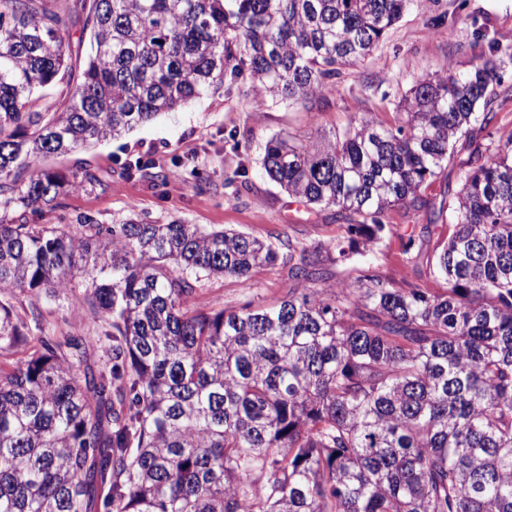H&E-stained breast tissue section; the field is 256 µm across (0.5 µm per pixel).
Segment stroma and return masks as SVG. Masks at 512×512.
Instances as JSON below:
<instances>
[{"mask_svg": "<svg viewBox=\"0 0 512 512\" xmlns=\"http://www.w3.org/2000/svg\"><path fill=\"white\" fill-rule=\"evenodd\" d=\"M493 43H512V0H428L423 9L404 13L371 58L337 77L334 95L275 103L246 86L204 95L87 152L107 187L70 192L64 208L43 211L33 221L69 223L89 214L108 224L138 213L224 227L271 242L285 231L306 246L343 239L345 223L335 209L304 205L262 175L265 142L278 134L329 135L367 113L397 124L396 105L417 81L445 67L469 69ZM135 159L145 166V175L126 176L125 164ZM160 170L167 175L163 185L151 178ZM196 171L204 178L200 189L194 186ZM406 242L396 234L380 251L332 266V282L365 274L417 282ZM294 285L287 267H264L245 281H206L203 300L213 308L236 310L250 301L275 303Z\"/></svg>", "mask_w": 512, "mask_h": 512, "instance_id": "obj_1", "label": "stroma"}]
</instances>
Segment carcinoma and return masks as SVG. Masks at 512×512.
Wrapping results in <instances>:
<instances>
[{"label": "carcinoma", "instance_id": "carcinoma-1", "mask_svg": "<svg viewBox=\"0 0 512 512\" xmlns=\"http://www.w3.org/2000/svg\"><path fill=\"white\" fill-rule=\"evenodd\" d=\"M426 2L0 0V512H512V135L488 132L512 45L418 83L396 126L265 143L264 176L344 240L27 217L107 186L49 160L226 82L330 94ZM461 152L459 190L424 198ZM397 208L425 211L407 249L441 287L328 284V253L374 252ZM280 262L302 287L277 303L200 302ZM62 296L86 322L57 336L41 301Z\"/></svg>", "mask_w": 512, "mask_h": 512}]
</instances>
